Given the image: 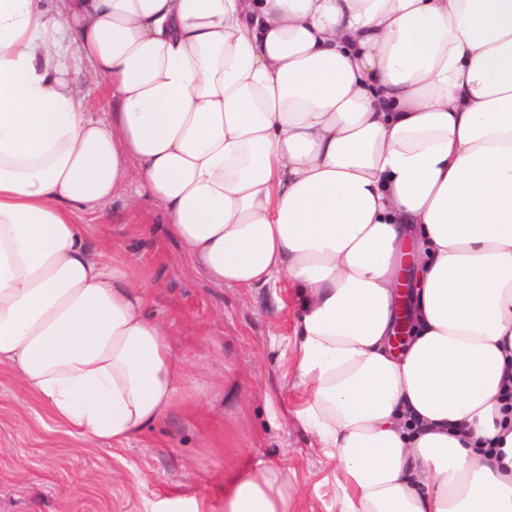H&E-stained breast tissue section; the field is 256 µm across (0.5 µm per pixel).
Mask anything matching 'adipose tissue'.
<instances>
[{
	"label": "adipose tissue",
	"mask_w": 512,
	"mask_h": 512,
	"mask_svg": "<svg viewBox=\"0 0 512 512\" xmlns=\"http://www.w3.org/2000/svg\"><path fill=\"white\" fill-rule=\"evenodd\" d=\"M116 198L187 275L290 290L340 512H512V0H0V368L108 446L184 382L158 282L87 238ZM222 494L291 512L269 467Z\"/></svg>",
	"instance_id": "ef3b65f1"
}]
</instances>
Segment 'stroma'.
I'll return each instance as SVG.
<instances>
[{
  "instance_id": "obj_1",
  "label": "stroma",
  "mask_w": 512,
  "mask_h": 512,
  "mask_svg": "<svg viewBox=\"0 0 512 512\" xmlns=\"http://www.w3.org/2000/svg\"><path fill=\"white\" fill-rule=\"evenodd\" d=\"M119 232L89 223L88 235L160 284L151 313L187 363L188 411H172L118 448L73 439L0 370V512H151L166 495L207 497L223 512L221 490L236 470L276 469L293 512H339L335 464L296 417L297 339L285 289L218 288L183 272L185 258L144 205L127 223L110 203Z\"/></svg>"
}]
</instances>
